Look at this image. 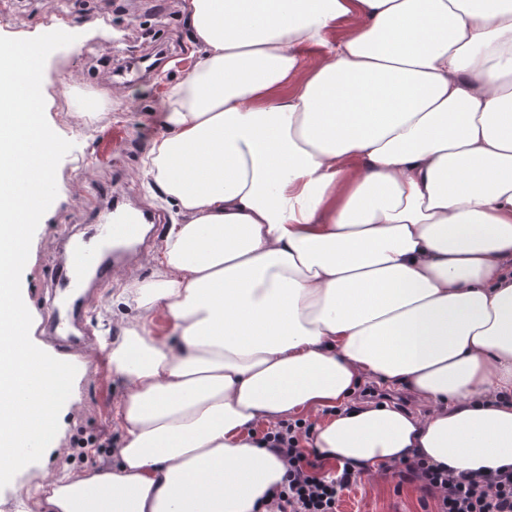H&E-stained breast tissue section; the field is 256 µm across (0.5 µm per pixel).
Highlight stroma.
<instances>
[{
  "label": "stroma",
  "instance_id": "obj_1",
  "mask_svg": "<svg viewBox=\"0 0 512 512\" xmlns=\"http://www.w3.org/2000/svg\"><path fill=\"white\" fill-rule=\"evenodd\" d=\"M12 6L15 17L0 18V36L12 38L24 31L35 37L53 30L77 36L46 61L43 95L49 115L57 134L74 147L58 166V195L34 234L21 278L23 300L33 320L45 315L49 302L45 284L55 265L68 258V248L59 238L61 226H72L76 235H84L99 221L98 211L86 204L87 196L98 183H116L131 202L155 213L160 225L142 252L141 264L114 281L97 304L95 336L116 338L128 322L127 286L152 279L164 229L182 220L174 202L150 188L143 163L153 140L163 132L161 105L170 88L193 71L199 60L198 44L182 0H12ZM145 49L160 55L161 67L133 83L116 78L126 56ZM46 350L76 366L75 385L62 410L59 431L40 462L0 489V499L10 508L35 494L41 469H83L79 439L116 438L112 403L124 389L122 378L85 354L62 355L51 344ZM434 504L418 484L403 481L392 470L372 480L356 479L343 491L339 512H432Z\"/></svg>",
  "mask_w": 512,
  "mask_h": 512
}]
</instances>
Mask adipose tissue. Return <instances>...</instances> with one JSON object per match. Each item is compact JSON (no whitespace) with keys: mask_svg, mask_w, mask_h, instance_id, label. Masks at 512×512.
Instances as JSON below:
<instances>
[{"mask_svg":"<svg viewBox=\"0 0 512 512\" xmlns=\"http://www.w3.org/2000/svg\"><path fill=\"white\" fill-rule=\"evenodd\" d=\"M183 9L201 56L145 161L183 220L129 286L121 443L20 512H262L259 429L312 414L363 478L512 468V0ZM368 380L428 412L349 407Z\"/></svg>","mask_w":512,"mask_h":512,"instance_id":"ef3b65f1","label":"adipose tissue"}]
</instances>
